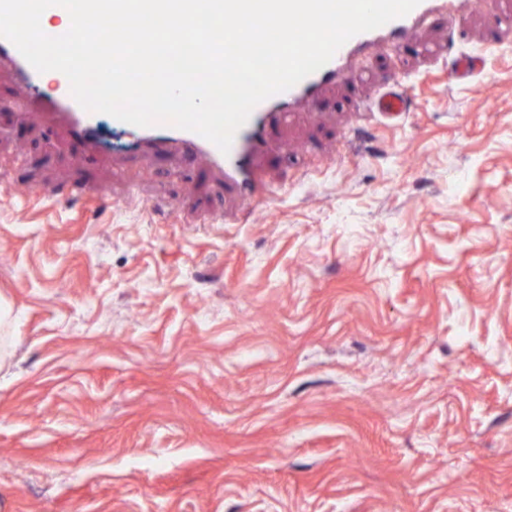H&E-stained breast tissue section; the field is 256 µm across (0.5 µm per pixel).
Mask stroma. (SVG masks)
Returning a JSON list of instances; mask_svg holds the SVG:
<instances>
[{"label":"stroma","mask_w":512,"mask_h":512,"mask_svg":"<svg viewBox=\"0 0 512 512\" xmlns=\"http://www.w3.org/2000/svg\"><path fill=\"white\" fill-rule=\"evenodd\" d=\"M507 15L358 58L253 209L108 117L94 151L18 118L1 67L0 512H512ZM394 77L400 122L361 113Z\"/></svg>","instance_id":"1"}]
</instances>
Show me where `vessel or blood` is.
<instances>
[{
  "label": "vessel or blood",
  "mask_w": 512,
  "mask_h": 512,
  "mask_svg": "<svg viewBox=\"0 0 512 512\" xmlns=\"http://www.w3.org/2000/svg\"><path fill=\"white\" fill-rule=\"evenodd\" d=\"M466 6L467 0H420L406 16L353 36L322 68L290 89L260 102L236 133L229 153H222L212 142L195 132L167 124L141 128L116 120L112 126L136 135L139 144L151 152L175 150L190 158L202 159L223 174L226 186L238 190L242 206H253L258 190L266 185L256 161L273 148L269 136L271 128L286 121L296 106L315 103L329 86L345 75L350 64L361 54L382 43L409 39L412 31L429 19L443 14L460 15ZM0 63L14 68L29 90L28 100L19 106L22 115L48 109L75 136L82 138L87 147L96 146L99 116L79 105L64 74L57 72L50 76L37 72L10 41L2 37ZM368 107L385 119H398L406 110V97L400 84L385 87Z\"/></svg>",
  "instance_id": "b4317fda"
}]
</instances>
